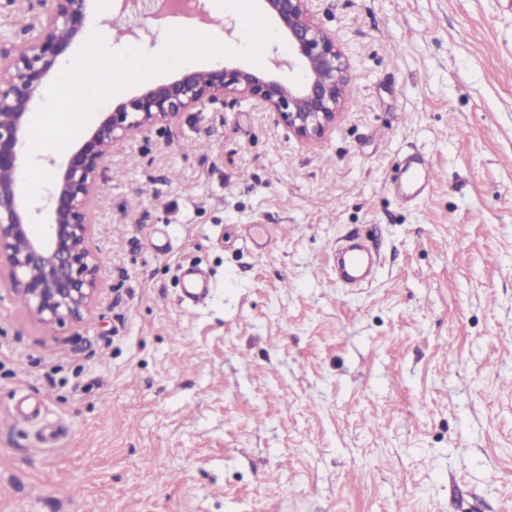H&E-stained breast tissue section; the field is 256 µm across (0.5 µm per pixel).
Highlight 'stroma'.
Segmentation results:
<instances>
[{
	"mask_svg": "<svg viewBox=\"0 0 512 512\" xmlns=\"http://www.w3.org/2000/svg\"><path fill=\"white\" fill-rule=\"evenodd\" d=\"M312 8L349 63L321 140L233 96L158 124L104 173L85 322L0 280V512H512V10ZM42 10L0 7V50ZM369 262V256L362 246L352 244L341 253L336 264V273L346 280H354L363 273Z\"/></svg>",
	"mask_w": 512,
	"mask_h": 512,
	"instance_id": "stroma-1",
	"label": "stroma"
}]
</instances>
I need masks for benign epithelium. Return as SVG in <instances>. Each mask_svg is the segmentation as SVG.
<instances>
[{"label": "benign epithelium", "instance_id": "benign-epithelium-1", "mask_svg": "<svg viewBox=\"0 0 512 512\" xmlns=\"http://www.w3.org/2000/svg\"><path fill=\"white\" fill-rule=\"evenodd\" d=\"M88 0H47L22 54L0 56V277L26 299L46 327L79 323L96 299L97 258L88 237L101 193V175L115 146L158 123L227 95L262 101L301 140L324 136L343 107L348 66L335 40L311 15L309 0H262L264 13L288 38L302 75L279 79L263 70L217 66L151 84L102 115L71 152L66 166L28 208L24 203V134L74 41L91 26ZM48 212L41 234L34 217Z\"/></svg>", "mask_w": 512, "mask_h": 512}]
</instances>
